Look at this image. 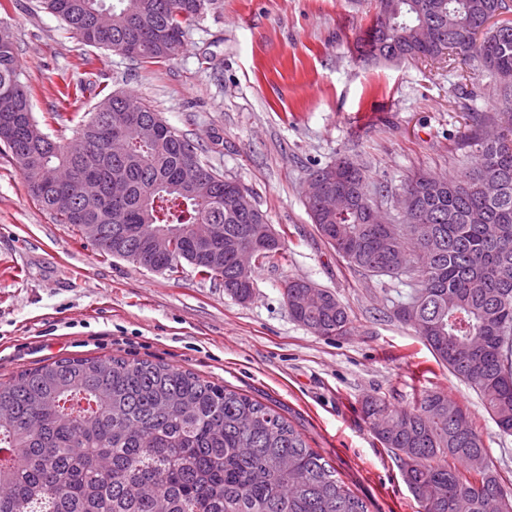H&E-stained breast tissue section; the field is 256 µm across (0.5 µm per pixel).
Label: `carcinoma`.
Here are the masks:
<instances>
[{"mask_svg":"<svg viewBox=\"0 0 512 512\" xmlns=\"http://www.w3.org/2000/svg\"><path fill=\"white\" fill-rule=\"evenodd\" d=\"M91 46L131 50L140 63L170 60L214 0H37ZM512 11L509 0H378L365 55L395 47L405 61L477 62L499 107L483 110L478 94L459 85L469 121L455 151L468 160L453 177L427 172L404 186L423 215L401 224L374 200L366 169L346 156L315 170L338 171L352 205L323 210L304 202L321 237L355 271L407 276L414 292L394 306L437 364L484 400L499 432L512 435V39L489 19ZM86 85L64 83L62 104L77 103ZM0 97L23 117L1 140L29 194L60 224L75 228L97 251L170 274L190 265L202 279L245 302L257 266L283 257L281 239L263 238L266 215L225 191V178L178 129L161 139L142 124L127 126L112 153L107 129L121 120L119 93L91 112H74L76 134L61 139L34 117L12 25L0 18ZM200 181L179 172L189 162ZM127 194L112 200V179ZM497 186L485 194L486 183ZM125 215L112 222V211ZM99 224L105 234L87 235ZM218 224L207 250L187 230ZM263 250L248 273L236 245ZM298 280L285 282L291 317L320 336H346L353 320L336 295ZM363 420L400 462L419 512H486L490 498L512 512V490L489 463L482 435L466 409L441 390L422 391L396 409L366 396ZM0 512H366L336 469L275 408L189 370L123 357H72L22 371L0 384Z\"/></svg>","mask_w":512,"mask_h":512,"instance_id":"1","label":"carcinoma"}]
</instances>
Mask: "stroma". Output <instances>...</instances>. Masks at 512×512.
Returning <instances> with one entry per match:
<instances>
[{
  "mask_svg": "<svg viewBox=\"0 0 512 512\" xmlns=\"http://www.w3.org/2000/svg\"><path fill=\"white\" fill-rule=\"evenodd\" d=\"M33 112L47 132L62 79L136 95L253 195L284 242L283 258L256 268L251 300L237 301L192 267L174 276L99 254L56 223L0 152V383L58 359L116 355L161 361L274 407L335 468L368 512H418L399 462L362 420L363 397L408 406L419 389L464 405L503 483L512 488V435L500 434L476 393L438 365L392 305L409 278L354 272L308 217L311 172L348 154L385 199L420 170L451 177L468 129L461 79L485 73L447 62L364 58L360 42L377 0H217L169 61L139 64L85 44L35 0H7ZM480 107L497 104L492 93ZM304 278L349 309L347 336L296 322L285 281Z\"/></svg>",
  "mask_w": 512,
  "mask_h": 512,
  "instance_id": "obj_1",
  "label": "stroma"
}]
</instances>
